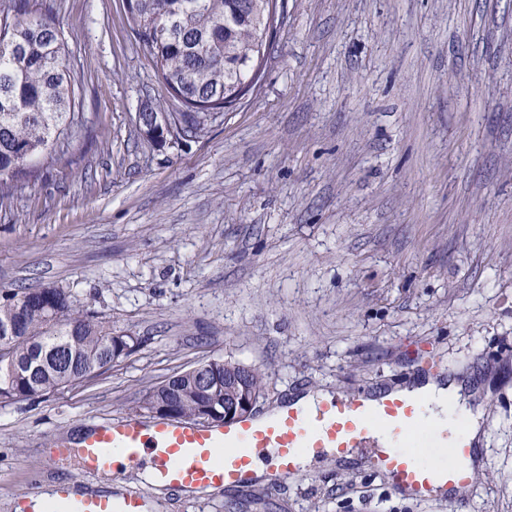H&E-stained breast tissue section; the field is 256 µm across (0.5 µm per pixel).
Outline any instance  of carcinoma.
<instances>
[{
    "label": "carcinoma",
    "instance_id": "1",
    "mask_svg": "<svg viewBox=\"0 0 512 512\" xmlns=\"http://www.w3.org/2000/svg\"><path fill=\"white\" fill-rule=\"evenodd\" d=\"M0 199L21 191L54 161L56 148L82 126L76 82L64 64L66 44L52 11L40 0H9L0 10ZM277 0H138L132 30L150 49L158 79L181 104L178 112L150 111L173 129L201 133L206 111L239 104L244 86H256L270 46ZM138 339L112 333V325L76 304L63 288H26L0 303V403L40 399L88 380L112 366V351L129 356ZM213 365L219 379L239 372L232 359ZM184 371L172 390L150 387L140 410L154 399L175 402L178 420L197 421L202 404L224 408V388L198 392ZM264 374L247 367L245 391L262 397Z\"/></svg>",
    "mask_w": 512,
    "mask_h": 512
}]
</instances>
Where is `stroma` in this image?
<instances>
[{
  "instance_id": "1",
  "label": "stroma",
  "mask_w": 512,
  "mask_h": 512,
  "mask_svg": "<svg viewBox=\"0 0 512 512\" xmlns=\"http://www.w3.org/2000/svg\"><path fill=\"white\" fill-rule=\"evenodd\" d=\"M83 126L0 201V291L60 287L138 337L102 374L0 403V512L78 481L149 512H449L328 456L184 494L79 470L77 436L210 359L292 393L409 382L434 361L482 412L470 512H512V0H283L259 88L193 139L125 0H47ZM60 456H52V449Z\"/></svg>"
}]
</instances>
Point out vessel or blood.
<instances>
[{"label": "vessel or blood", "mask_w": 512, "mask_h": 512, "mask_svg": "<svg viewBox=\"0 0 512 512\" xmlns=\"http://www.w3.org/2000/svg\"><path fill=\"white\" fill-rule=\"evenodd\" d=\"M77 445L83 472L143 466L156 484L183 491L244 486L266 458L285 477L298 472L303 455L329 448L340 457L363 452L395 494L426 502L445 493L451 512H469L468 501L454 492L471 486L476 473L475 449L456 415L432 423L424 399L379 390L308 408L287 405L266 420L250 415L223 425L127 415L93 425ZM56 497L61 512L145 509L139 496L82 492L72 484L59 486Z\"/></svg>", "instance_id": "b4317fda"}]
</instances>
